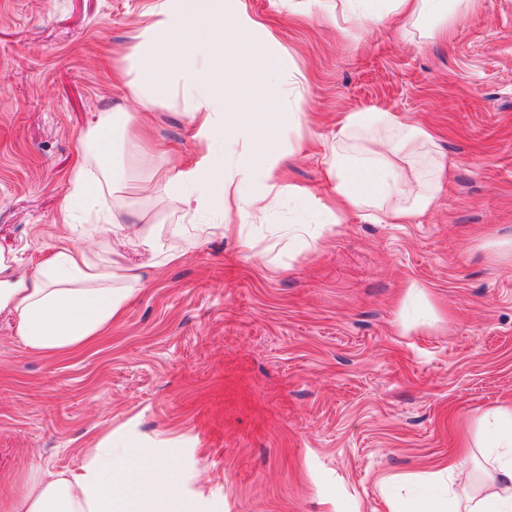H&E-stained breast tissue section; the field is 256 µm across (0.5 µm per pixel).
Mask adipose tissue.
I'll list each match as a JSON object with an SVG mask.
<instances>
[{
  "mask_svg": "<svg viewBox=\"0 0 512 512\" xmlns=\"http://www.w3.org/2000/svg\"><path fill=\"white\" fill-rule=\"evenodd\" d=\"M386 2L380 8L373 0H337L330 8L331 19L344 30L390 16L434 28L447 23L454 11L449 0ZM152 13L155 20L142 33L147 49L140 54L128 91L142 115L153 111L163 90L175 87L208 156L203 165L175 170L164 153L147 152L144 141L126 135V155L149 161L158 204L174 203L197 215L235 203L239 223L222 225L221 230L238 234L243 224L274 207L282 194L305 198L303 189L283 183L275 167L278 144L287 135L298 134L303 119L302 113L277 109L272 80L285 50L245 0L229 5L224 0H158ZM363 132L381 137L380 147L352 148L351 139ZM229 137L246 140L250 151L228 171L223 152ZM432 141L427 129L398 112L347 113L327 168L332 195L323 212L372 209L378 223L405 224L415 212L430 209L435 186L422 183L417 171L399 159ZM257 178L263 189L255 193L251 185ZM96 220L109 225L113 238L124 245L152 250L158 238H165L164 262L183 256L176 242L187 235L186 225L171 224L161 232L133 214L116 220L107 208L98 211ZM143 284L142 274L64 246L30 274L0 261V314L10 317L16 336L30 349L72 350L107 330ZM484 431L479 446L481 478H474L461 462L434 474L438 480L456 479L464 494H449L444 503L398 501L391 512H512V408L490 411ZM121 457L111 440H104L78 472L34 476L12 512H210L203 497L177 494L173 462L153 461L143 469L124 471Z\"/></svg>",
  "mask_w": 512,
  "mask_h": 512,
  "instance_id": "obj_1",
  "label": "adipose tissue"
}]
</instances>
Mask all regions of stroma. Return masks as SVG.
<instances>
[{
    "mask_svg": "<svg viewBox=\"0 0 512 512\" xmlns=\"http://www.w3.org/2000/svg\"><path fill=\"white\" fill-rule=\"evenodd\" d=\"M156 2L0 0V256L33 272L61 244L117 249L148 280L74 352L31 350L0 314V512L32 475L78 471L107 437L121 467L175 461L178 493L211 512H390L424 493L417 475L480 468L484 416L512 405V258L494 247L512 240V0H466L442 39L390 18L341 32L319 0H246L286 50L275 84L284 111L306 113L305 148L282 141L278 167L309 197L187 242L174 265L108 229L73 235L61 216L75 154L107 178L89 134L103 115L126 178L100 204L193 221L155 207L117 121L135 110L130 48ZM376 110L432 130L435 155L414 163L426 175L443 162L444 189L409 223L363 211L327 229L336 132ZM146 138L178 167L205 158L176 88Z\"/></svg>",
    "mask_w": 512,
    "mask_h": 512,
    "instance_id": "35a3bbf8",
    "label": "stroma"
}]
</instances>
